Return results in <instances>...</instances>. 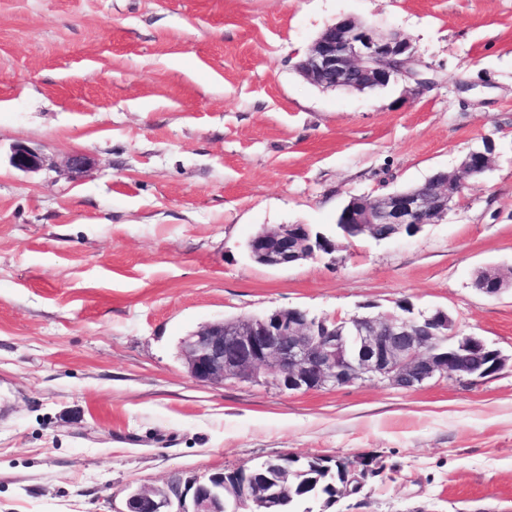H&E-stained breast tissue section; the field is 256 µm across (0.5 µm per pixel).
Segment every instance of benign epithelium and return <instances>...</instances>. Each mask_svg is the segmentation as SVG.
<instances>
[{
    "label": "benign epithelium",
    "instance_id": "7a95c632",
    "mask_svg": "<svg viewBox=\"0 0 512 512\" xmlns=\"http://www.w3.org/2000/svg\"><path fill=\"white\" fill-rule=\"evenodd\" d=\"M413 44L395 32H384L351 17L327 26L295 64L298 74L323 89L373 91L392 81L407 80L414 90L433 84L420 70ZM12 165L23 171L42 167L41 156L18 148ZM493 165L486 150H472L460 164L469 176ZM464 183L436 172L425 184L372 196H353L337 224L344 237L386 240L412 236L436 224L462 195ZM251 257L269 267H288L319 253L336 251V240L313 233L308 224L261 228L248 241ZM474 287L487 296L512 288L493 268L476 271ZM187 372L198 382L228 380L261 384L267 379L283 392L340 387L357 380L385 382L405 390L433 380L462 383L489 377L506 364L500 351L473 334L457 330L443 309L414 312L410 306L349 319L310 316L299 308L279 309L252 317L220 319L201 325L180 343ZM304 458L283 453L252 468L225 470L208 480L175 476L163 486L127 493L123 512H273L297 493L292 480ZM328 474L344 482L336 498L348 494L353 479L340 460L324 458Z\"/></svg>",
    "mask_w": 512,
    "mask_h": 512
}]
</instances>
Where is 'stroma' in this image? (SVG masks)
<instances>
[{
    "label": "stroma",
    "mask_w": 512,
    "mask_h": 512,
    "mask_svg": "<svg viewBox=\"0 0 512 512\" xmlns=\"http://www.w3.org/2000/svg\"><path fill=\"white\" fill-rule=\"evenodd\" d=\"M346 16L408 38L434 85L304 81ZM487 144L440 223L338 238L351 196L460 175ZM274 224L338 247L259 264L246 242ZM485 266L512 276V0H0V512H121L128 489L286 452L374 470L327 512H512L511 366L288 394L180 356L225 317L403 302L511 356L512 291L476 290ZM493 162L488 150H472L463 157L460 167L469 176L482 175L491 169Z\"/></svg>",
    "instance_id": "obj_1"
}]
</instances>
